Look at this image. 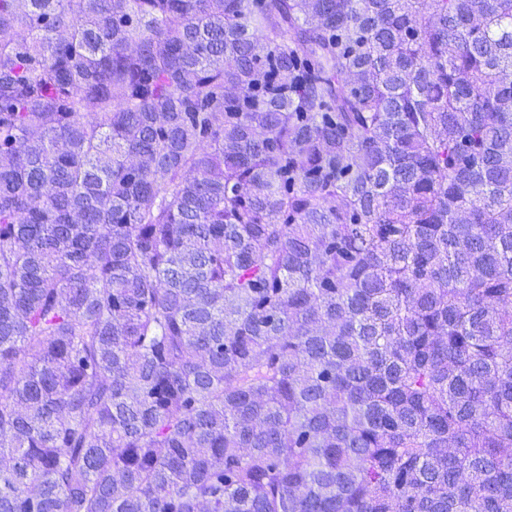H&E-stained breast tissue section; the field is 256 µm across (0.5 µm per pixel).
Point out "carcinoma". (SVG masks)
Here are the masks:
<instances>
[{"mask_svg": "<svg viewBox=\"0 0 512 512\" xmlns=\"http://www.w3.org/2000/svg\"><path fill=\"white\" fill-rule=\"evenodd\" d=\"M0 512H512V0H0Z\"/></svg>", "mask_w": 512, "mask_h": 512, "instance_id": "cac0c4a2", "label": "carcinoma"}]
</instances>
